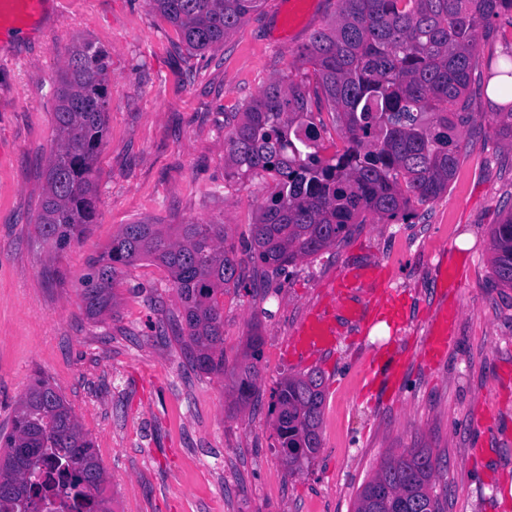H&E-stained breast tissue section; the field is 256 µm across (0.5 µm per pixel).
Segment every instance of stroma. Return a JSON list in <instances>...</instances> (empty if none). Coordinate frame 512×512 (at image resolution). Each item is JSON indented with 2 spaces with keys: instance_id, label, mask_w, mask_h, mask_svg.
Returning <instances> with one entry per match:
<instances>
[{
  "instance_id": "stroma-1",
  "label": "stroma",
  "mask_w": 512,
  "mask_h": 512,
  "mask_svg": "<svg viewBox=\"0 0 512 512\" xmlns=\"http://www.w3.org/2000/svg\"><path fill=\"white\" fill-rule=\"evenodd\" d=\"M20 47L0 41V429L36 376L70 403L108 476L112 512H353L388 452L429 449L440 462L442 512H512V289L493 284L492 225L512 212V146L486 96L512 45V13L479 29V64L456 129L460 163L447 191L415 204L411 222L368 217L348 240L298 260L271 288L224 294L227 370L206 374L181 335L167 271L143 260L118 276L111 313L89 319L87 261L125 224H220L241 245L273 187L224 162V134L271 82L314 83L300 57L337 0H263L225 39L190 49L147 0H51ZM108 54L110 107L97 160V215L54 255L36 237L68 47ZM384 264V328L342 323L334 353L298 363L285 352L322 288L347 266ZM463 274L457 291L441 280ZM457 311L446 353L424 350L430 326ZM263 336L258 402L236 406L232 368L252 327ZM399 348L405 370L369 383L376 351ZM326 375L322 448L289 474L268 413L281 378Z\"/></svg>"
}]
</instances>
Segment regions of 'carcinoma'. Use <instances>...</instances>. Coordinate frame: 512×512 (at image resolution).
<instances>
[{
	"mask_svg": "<svg viewBox=\"0 0 512 512\" xmlns=\"http://www.w3.org/2000/svg\"><path fill=\"white\" fill-rule=\"evenodd\" d=\"M192 49L221 44L261 0H148ZM336 17L315 31L302 56L344 134V153L318 165L290 151L288 133L307 119L309 93L299 84L267 86L224 135V161L275 175L241 249L226 245L222 224H124L90 258L80 282L87 315L112 312L122 269L150 259L169 273L182 303V330L196 368L224 373V289L256 291L296 261L344 242L373 215L413 216L412 203L441 195L459 164L457 106H466L479 64L478 29L512 0H339ZM107 55L85 41L67 50L53 112L56 147L34 230L55 251L79 242L96 216L95 164L106 134ZM512 144V104L495 113ZM497 286L512 289V212L490 231ZM263 338H247L236 401L256 397ZM325 377L311 369L283 378L271 392L277 453L302 471L321 448ZM429 450L389 454L363 485L354 512H439ZM106 473L71 405L37 376L20 398L12 428L0 434V512H40L54 498L67 512H112Z\"/></svg>",
	"mask_w": 512,
	"mask_h": 512,
	"instance_id": "1",
	"label": "carcinoma"
}]
</instances>
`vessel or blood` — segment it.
<instances>
[{
	"mask_svg": "<svg viewBox=\"0 0 512 512\" xmlns=\"http://www.w3.org/2000/svg\"><path fill=\"white\" fill-rule=\"evenodd\" d=\"M43 0H0V35L5 34V18L31 17L43 9ZM385 282L375 267L349 268L332 281L327 304L312 308L298 325L289 345V353L298 360L328 352L341 339L340 320L365 321L375 310L372 302L375 289ZM403 365L400 353L386 349L374 361L370 377L395 375Z\"/></svg>",
	"mask_w": 512,
	"mask_h": 512,
	"instance_id": "vessel-or-blood-1",
	"label": "vessel or blood"
}]
</instances>
